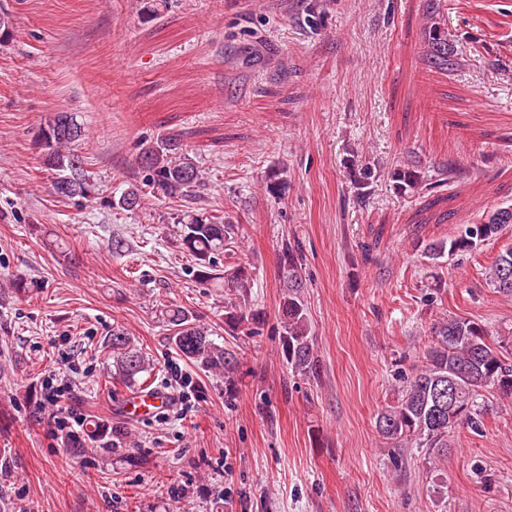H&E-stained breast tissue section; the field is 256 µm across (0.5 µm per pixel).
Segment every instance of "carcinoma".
<instances>
[{"label": "carcinoma", "instance_id": "1", "mask_svg": "<svg viewBox=\"0 0 512 512\" xmlns=\"http://www.w3.org/2000/svg\"><path fill=\"white\" fill-rule=\"evenodd\" d=\"M441 8L442 0H426L424 5L428 62L439 71L452 73L459 62L447 32L437 21ZM38 136L45 150V164L56 172L55 194L67 199L85 197L86 175L75 153V145L86 138L84 125L75 114L59 112L40 129ZM138 164L144 172L142 183L122 189L116 201V206L127 212L141 208L150 191L178 198L203 180L201 170L175 135H166L143 149ZM391 181L397 192L412 194L428 181V174L421 165L410 161L393 170ZM178 224L181 245L197 260L194 274L206 282L224 284L236 296V300L224 306V324L236 329L259 320L258 313H248L242 305L254 285L252 272L244 264L228 267L218 262V257L237 240L240 225L230 224L222 216L191 211ZM508 224H512V207H498L479 222L468 225L464 234L428 245L427 254L437 260L472 251L497 236ZM301 260L302 254L288 244L283 245V292L277 314L289 369L296 376L316 380L320 366L304 302L306 285ZM486 280L498 294L512 299V247L498 254L486 271ZM164 312L175 330L171 340L181 358L222 371L227 380L234 377L239 367L235 351L218 345L211 330L183 308L168 306ZM110 346L114 373L126 386L146 390L151 364L141 348L121 329L112 331ZM396 378L399 386L394 399L375 418L378 435L389 448H425L429 455L446 458L456 428L465 426L475 434L483 433L486 393L512 399V331L495 334L487 325L471 319L446 318L432 327L423 364L412 368L409 374L398 372Z\"/></svg>", "mask_w": 512, "mask_h": 512}]
</instances>
